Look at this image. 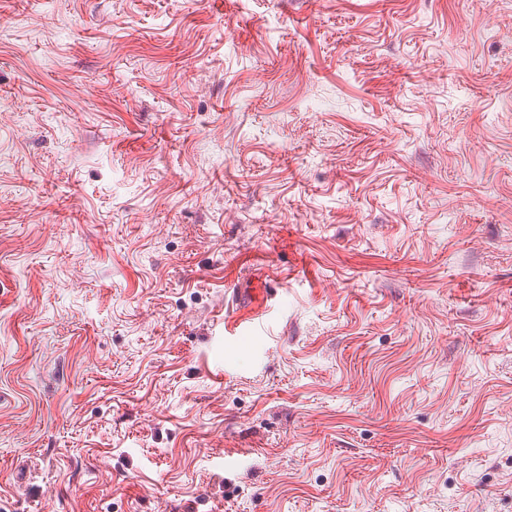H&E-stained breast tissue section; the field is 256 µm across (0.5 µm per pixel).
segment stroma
<instances>
[{
  "label": "stroma",
  "mask_w": 512,
  "mask_h": 512,
  "mask_svg": "<svg viewBox=\"0 0 512 512\" xmlns=\"http://www.w3.org/2000/svg\"><path fill=\"white\" fill-rule=\"evenodd\" d=\"M0 99V512H512V0H0Z\"/></svg>",
  "instance_id": "35a3bbf8"
}]
</instances>
